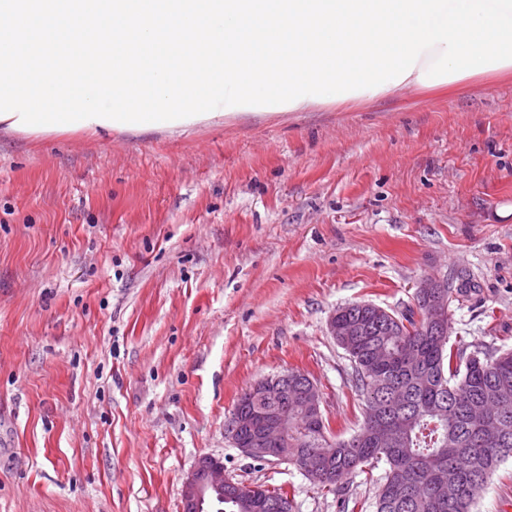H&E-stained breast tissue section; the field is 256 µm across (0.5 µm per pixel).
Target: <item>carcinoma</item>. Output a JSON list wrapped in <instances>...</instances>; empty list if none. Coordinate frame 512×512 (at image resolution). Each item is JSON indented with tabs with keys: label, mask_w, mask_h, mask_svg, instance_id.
<instances>
[{
	"label": "carcinoma",
	"mask_w": 512,
	"mask_h": 512,
	"mask_svg": "<svg viewBox=\"0 0 512 512\" xmlns=\"http://www.w3.org/2000/svg\"><path fill=\"white\" fill-rule=\"evenodd\" d=\"M336 319L359 330L336 343L351 346L363 430L400 414L409 421L407 435L390 448L326 439V419L291 406L312 384L291 371L287 386L270 399L288 414V462L310 464L324 475L322 486L335 487L383 461L376 512H472L498 465L512 458V351L464 361L450 337L430 335L412 309L379 316L354 302L337 308ZM214 512H292V503L280 489L248 491L237 482L224 487Z\"/></svg>",
	"instance_id": "carcinoma-1"
}]
</instances>
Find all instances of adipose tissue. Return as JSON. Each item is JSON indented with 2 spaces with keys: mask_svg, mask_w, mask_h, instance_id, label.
<instances>
[{
  "mask_svg": "<svg viewBox=\"0 0 512 512\" xmlns=\"http://www.w3.org/2000/svg\"><path fill=\"white\" fill-rule=\"evenodd\" d=\"M512 73V0H0V133L187 129Z\"/></svg>",
  "mask_w": 512,
  "mask_h": 512,
  "instance_id": "ef3b65f1",
  "label": "adipose tissue"
}]
</instances>
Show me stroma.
<instances>
[{
    "label": "stroma",
    "mask_w": 512,
    "mask_h": 512,
    "mask_svg": "<svg viewBox=\"0 0 512 512\" xmlns=\"http://www.w3.org/2000/svg\"><path fill=\"white\" fill-rule=\"evenodd\" d=\"M469 281L450 343L512 349V74L160 131L0 135V512H182L197 458L294 512H375L254 460L224 422L308 374L333 437L363 426L335 310ZM475 512H512V458Z\"/></svg>",
    "instance_id": "1"
}]
</instances>
